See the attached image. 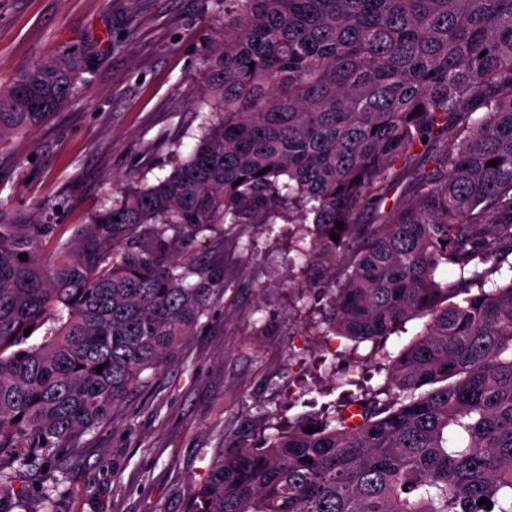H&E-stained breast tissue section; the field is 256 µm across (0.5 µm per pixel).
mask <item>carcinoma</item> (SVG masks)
Returning a JSON list of instances; mask_svg holds the SVG:
<instances>
[{"label":"carcinoma","mask_w":512,"mask_h":512,"mask_svg":"<svg viewBox=\"0 0 512 512\" xmlns=\"http://www.w3.org/2000/svg\"><path fill=\"white\" fill-rule=\"evenodd\" d=\"M224 3L203 51L210 116L167 175L123 185L67 238L39 207L0 205V463L46 462L108 421L224 291L182 240L272 214L296 225L312 328L372 343L387 376L358 423L313 412L221 450L187 512H512V0ZM86 68L61 52L0 83V147ZM420 147L412 201H390ZM429 317L417 318L406 325V332H400L389 337L387 348L394 355L405 348L415 338L417 332L421 331Z\"/></svg>","instance_id":"carcinoma-1"}]
</instances>
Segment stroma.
<instances>
[{"label": "stroma", "instance_id": "stroma-1", "mask_svg": "<svg viewBox=\"0 0 512 512\" xmlns=\"http://www.w3.org/2000/svg\"><path fill=\"white\" fill-rule=\"evenodd\" d=\"M224 0H0V83L64 50L85 56L79 90L50 123L0 149V204L45 205L54 223H85L111 205L128 175L168 170L172 145L189 153L203 113V48ZM289 224L225 231L217 224L186 247L224 264V293L176 356L132 390L111 418L57 449L48 463L12 471V512L49 496L56 512H186L191 485L215 454L259 444L311 406L343 403L383 383L369 343L307 327L288 262Z\"/></svg>", "mask_w": 512, "mask_h": 512}]
</instances>
